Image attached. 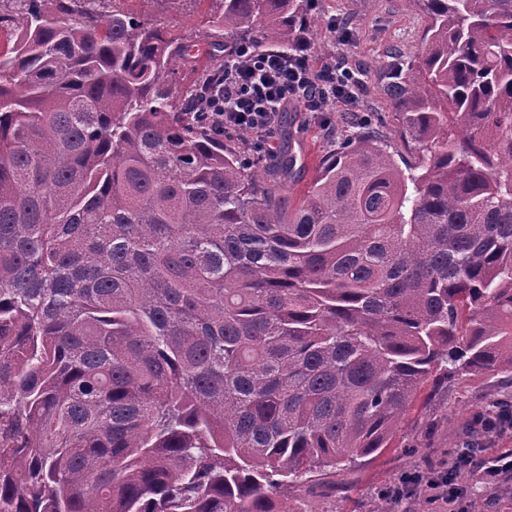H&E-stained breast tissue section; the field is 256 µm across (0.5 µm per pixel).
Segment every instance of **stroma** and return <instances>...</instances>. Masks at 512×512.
<instances>
[{
  "instance_id": "1",
  "label": "stroma",
  "mask_w": 512,
  "mask_h": 512,
  "mask_svg": "<svg viewBox=\"0 0 512 512\" xmlns=\"http://www.w3.org/2000/svg\"><path fill=\"white\" fill-rule=\"evenodd\" d=\"M125 12L166 27L183 42H199L216 9L214 0H122ZM317 24L305 41L314 66L340 59L359 71L361 116L377 114L384 134L393 142L396 163L415 162L418 151L399 136L401 120L384 94L385 67L394 51H418L427 19L405 0H318ZM348 124L346 112L313 113L296 105L282 112L263 152L273 156L290 148L302 165L301 178L293 187L301 196L313 181L317 165ZM501 390L493 382L459 376L433 394L426 406L407 412L394 447L374 458H360L333 476L313 478L281 488L295 512H376L382 495L397 476L418 470L440 479L438 466L453 459L455 449L464 447L472 432L474 416ZM471 512H512V474L494 487L470 480Z\"/></svg>"
}]
</instances>
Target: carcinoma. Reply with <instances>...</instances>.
Returning <instances> with one entry per match:
<instances>
[{
  "mask_svg": "<svg viewBox=\"0 0 512 512\" xmlns=\"http://www.w3.org/2000/svg\"><path fill=\"white\" fill-rule=\"evenodd\" d=\"M307 194L213 135L189 46L120 0H0V512H295L426 386L512 385V0H411ZM315 0H219L203 44L298 49Z\"/></svg>",
  "mask_w": 512,
  "mask_h": 512,
  "instance_id": "cac0c4a2",
  "label": "carcinoma"
}]
</instances>
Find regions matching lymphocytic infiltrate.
Segmentation results:
<instances>
[{"label":"lymphocytic infiltrate","instance_id":"1","mask_svg":"<svg viewBox=\"0 0 512 512\" xmlns=\"http://www.w3.org/2000/svg\"><path fill=\"white\" fill-rule=\"evenodd\" d=\"M361 85L358 71L346 63L313 69L307 46L293 53H258L242 44L224 54V77L208 97V118L216 135L246 130L262 141L271 136L288 104L301 105L308 112L336 106L352 109ZM473 471L485 484H496L512 474V454L489 461L474 456L457 459L447 478L428 485L419 475L403 474L391 497L399 503L427 491L433 501L455 503L463 498L465 481Z\"/></svg>","mask_w":512,"mask_h":512}]
</instances>
